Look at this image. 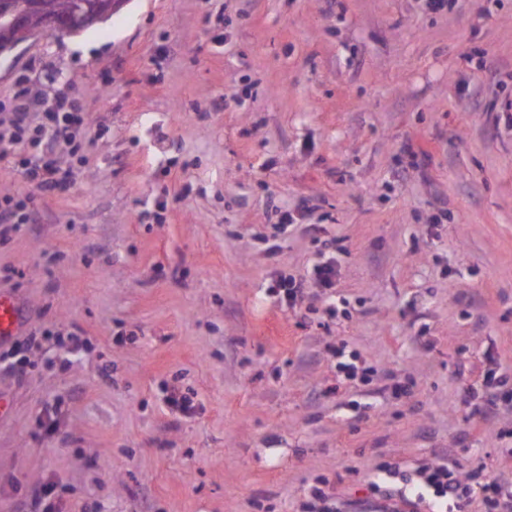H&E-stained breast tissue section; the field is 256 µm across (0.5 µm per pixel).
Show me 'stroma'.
I'll return each mask as SVG.
<instances>
[{
	"mask_svg": "<svg viewBox=\"0 0 512 512\" xmlns=\"http://www.w3.org/2000/svg\"><path fill=\"white\" fill-rule=\"evenodd\" d=\"M22 76L84 108L88 161L0 227V512L49 482L66 512H302L438 455L512 479V415L465 407L486 351L512 372V0H126L0 60L1 137ZM323 256L332 287L269 296ZM21 324V314L16 301L10 295L0 294V341L17 332Z\"/></svg>",
	"mask_w": 512,
	"mask_h": 512,
	"instance_id": "1",
	"label": "stroma"
}]
</instances>
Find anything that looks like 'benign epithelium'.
Here are the masks:
<instances>
[{
  "label": "benign epithelium",
  "mask_w": 512,
  "mask_h": 512,
  "mask_svg": "<svg viewBox=\"0 0 512 512\" xmlns=\"http://www.w3.org/2000/svg\"><path fill=\"white\" fill-rule=\"evenodd\" d=\"M123 3L124 0H94L74 19L61 22L54 14L52 0H10L0 8V24L16 26L22 22L25 14L34 10L43 16V23L42 26L27 31V40L40 36H50L58 40L86 25L107 21Z\"/></svg>",
  "instance_id": "1"
}]
</instances>
